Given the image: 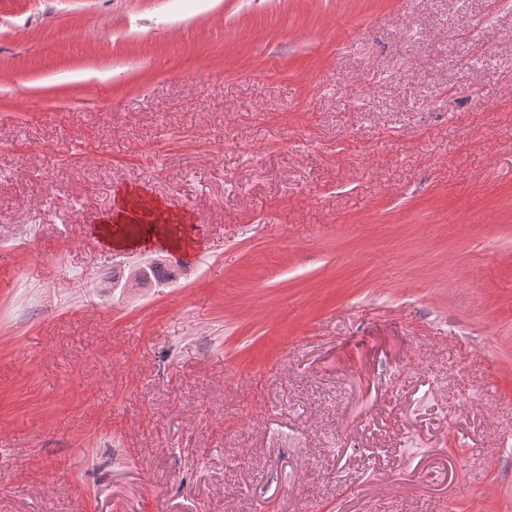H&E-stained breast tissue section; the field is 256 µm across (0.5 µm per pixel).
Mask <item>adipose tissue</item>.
I'll return each mask as SVG.
<instances>
[{"instance_id":"ef3b65f1","label":"adipose tissue","mask_w":512,"mask_h":512,"mask_svg":"<svg viewBox=\"0 0 512 512\" xmlns=\"http://www.w3.org/2000/svg\"><path fill=\"white\" fill-rule=\"evenodd\" d=\"M102 241L113 249H131L146 244H161L176 250L185 249L187 242L160 232L154 224L148 206L141 201L138 192H125V204L117 214L108 216L97 227Z\"/></svg>"}]
</instances>
